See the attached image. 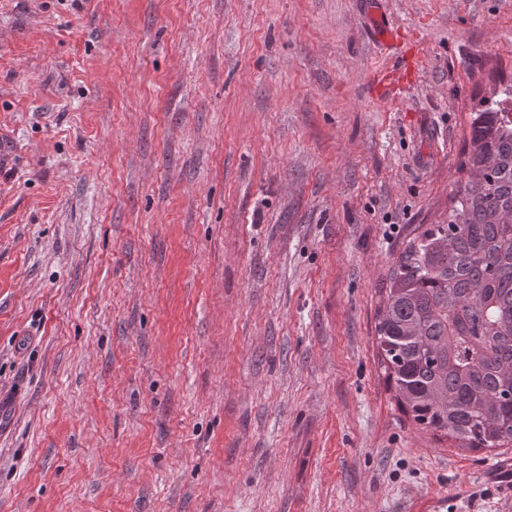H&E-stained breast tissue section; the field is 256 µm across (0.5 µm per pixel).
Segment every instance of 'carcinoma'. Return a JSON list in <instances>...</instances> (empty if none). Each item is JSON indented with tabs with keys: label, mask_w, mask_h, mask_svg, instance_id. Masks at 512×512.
<instances>
[{
	"label": "carcinoma",
	"mask_w": 512,
	"mask_h": 512,
	"mask_svg": "<svg viewBox=\"0 0 512 512\" xmlns=\"http://www.w3.org/2000/svg\"><path fill=\"white\" fill-rule=\"evenodd\" d=\"M468 128L467 181L396 261L375 342L413 423L494 450L512 447V85Z\"/></svg>",
	"instance_id": "1"
}]
</instances>
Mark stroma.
<instances>
[{
    "label": "stroma",
    "instance_id": "stroma-1",
    "mask_svg": "<svg viewBox=\"0 0 512 512\" xmlns=\"http://www.w3.org/2000/svg\"><path fill=\"white\" fill-rule=\"evenodd\" d=\"M510 84L512 0H0V512H512L375 348Z\"/></svg>",
    "mask_w": 512,
    "mask_h": 512
}]
</instances>
